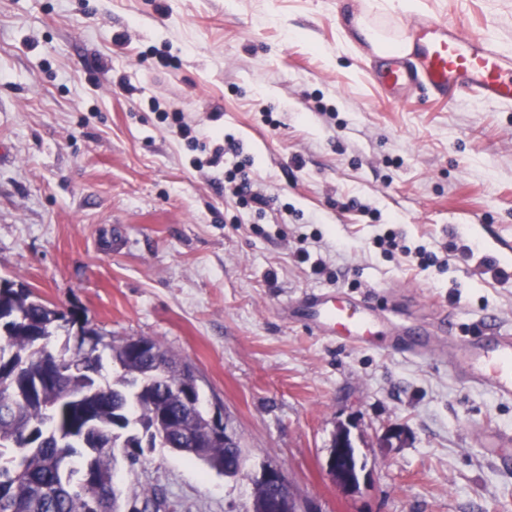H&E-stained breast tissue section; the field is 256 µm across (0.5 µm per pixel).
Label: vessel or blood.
<instances>
[{
    "instance_id": "1",
    "label": "vessel or blood",
    "mask_w": 512,
    "mask_h": 512,
    "mask_svg": "<svg viewBox=\"0 0 512 512\" xmlns=\"http://www.w3.org/2000/svg\"><path fill=\"white\" fill-rule=\"evenodd\" d=\"M406 51L387 56L374 67L372 80L389 91L415 88L429 95L464 93L494 104L512 102V49L489 37L465 33L459 26L429 19L408 27ZM299 307L306 325L320 336L359 346L373 344L380 318L364 299L333 293H309ZM395 344L405 345L403 337ZM408 354L433 357L453 376L512 398V331L494 323L435 351L430 340L405 345Z\"/></svg>"
}]
</instances>
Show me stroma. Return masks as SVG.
Returning a JSON list of instances; mask_svg holds the SVG:
<instances>
[{
  "label": "stroma",
  "mask_w": 512,
  "mask_h": 512,
  "mask_svg": "<svg viewBox=\"0 0 512 512\" xmlns=\"http://www.w3.org/2000/svg\"><path fill=\"white\" fill-rule=\"evenodd\" d=\"M360 15L391 39L434 17L512 48V0H0V280L158 340L223 406L238 476L161 446L116 463L173 512H248L266 464L317 512H512V445L495 443L512 399L295 312L336 290L394 315L389 336L512 329V104L393 103ZM228 135L238 155L215 157ZM240 156L264 212L224 193ZM341 429L353 493L326 473Z\"/></svg>",
  "instance_id": "obj_1"
}]
</instances>
